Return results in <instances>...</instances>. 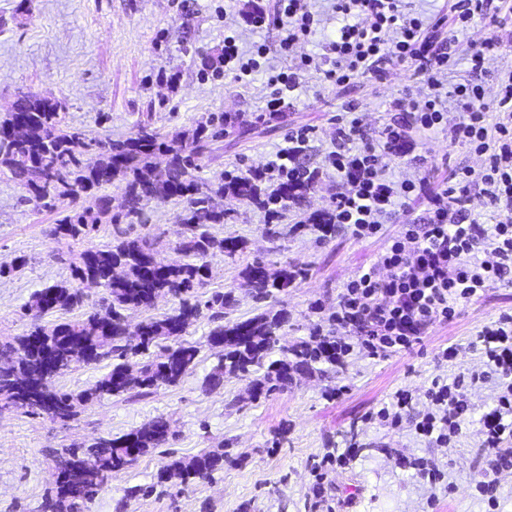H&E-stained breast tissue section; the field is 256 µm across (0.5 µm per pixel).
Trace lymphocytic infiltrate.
Instances as JSON below:
<instances>
[{
    "label": "lymphocytic infiltrate",
    "instance_id": "f902f5d3",
    "mask_svg": "<svg viewBox=\"0 0 512 512\" xmlns=\"http://www.w3.org/2000/svg\"><path fill=\"white\" fill-rule=\"evenodd\" d=\"M502 8L501 0H450L447 15L426 19L408 0H331L336 30L323 56L291 54L323 30L315 0H274L271 10L251 15L248 29L270 31L274 37L247 49L243 31L224 25L225 76L248 84L256 74H265L273 89L266 101L270 112L280 111L312 74L340 88L360 79L383 82L393 67L404 66L424 86L423 93L395 99L400 120L374 135H364L358 119L347 120L340 130L341 146L324 156L337 188L332 219L322 225L318 241L342 227L355 238L370 239L386 224L399 225L376 262L345 284L335 307L325 309L320 319L316 333L329 337L327 351L337 365L408 351L434 324L455 318L461 305L512 279V70L501 73L496 93L487 95L482 74L493 42L466 48L458 38L474 17ZM443 26L447 37L436 38L434 29ZM273 56L290 63L271 67ZM462 61L468 64L467 77L449 82V70ZM454 101L463 103L464 111H449ZM445 130L452 132L455 144L483 156L481 173L452 167L446 185L436 190L419 175H388V156L405 148L411 132ZM308 140L302 131L288 134L264 174L274 181L308 179L310 171L299 160ZM420 197L428 203L425 221H398L400 210ZM477 198L504 213V220L480 222L472 207ZM463 350L479 353L482 368L433 379L420 399L396 391L376 418L391 429L410 424L428 447L451 451L466 430L475 429L482 460L475 482L491 512H498L494 475L512 467V313L498 315L467 342L439 351L436 359L448 363ZM485 384L492 387V403L477 415L469 393Z\"/></svg>",
    "mask_w": 512,
    "mask_h": 512
}]
</instances>
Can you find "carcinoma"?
<instances>
[{
    "mask_svg": "<svg viewBox=\"0 0 512 512\" xmlns=\"http://www.w3.org/2000/svg\"><path fill=\"white\" fill-rule=\"evenodd\" d=\"M236 124L235 116L211 112L190 129L165 131L148 115L124 139H88L83 131L66 124L61 102L31 92L18 98L14 110L0 121V173L8 172L20 182L28 193L27 202L37 212L52 207L57 197L84 196L78 210L56 220L55 238L76 242L99 231L103 224H144L145 208L152 202L181 205L186 231L172 247L178 260L160 257L144 237L128 239L119 234L116 242L80 254L72 266L73 280L34 292L24 305L33 326L15 343L0 348L1 405L64 420L95 398L134 390L147 394L163 385H176L195 368L198 347L182 336L203 307L211 311L212 320L219 321L208 340L223 344L217 371L209 379L212 387L226 374L248 378L259 373L261 378L252 380L255 397L288 385L292 373L303 367H336V361L326 358L317 336L284 346L279 358H273L287 323L281 311L224 324L221 319L231 294L215 292L206 301L199 300V289L210 277L212 258L220 254L235 262L246 250V241L238 236L219 238L208 232L209 226L228 220L224 211L214 208L213 197L232 196L260 209L273 204V219L279 222L306 198L317 178L314 173L299 182H273L259 170L239 176L223 172L213 180L201 178L199 172L212 145L224 139V127ZM162 154L172 155V162L165 167L156 162ZM113 183L125 197V210L119 213L110 211L109 198L101 193ZM302 274L298 265L272 271L261 260L243 270L258 301L269 298L274 288L288 289ZM90 287L105 289L101 309L59 323L55 334H45L39 321L56 311L80 307L84 290ZM160 294L171 295L177 306L128 327L125 312L152 307ZM37 340L49 345L63 363L86 360L85 351L92 348L96 360L112 358L116 364L93 388L69 393L57 387L35 356ZM130 355L148 356L136 377L128 375L122 363ZM169 435L168 423L158 417L121 436L99 439L80 454V481L56 482L55 495L46 504L49 512H76L79 503L98 494L112 473L166 444ZM223 463L224 454L202 452L167 465L158 480L187 486L209 478Z\"/></svg>",
    "mask_w": 512,
    "mask_h": 512,
    "instance_id": "1",
    "label": "carcinoma"
}]
</instances>
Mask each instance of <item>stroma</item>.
<instances>
[{
	"instance_id": "1",
	"label": "stroma",
	"mask_w": 512,
	"mask_h": 512,
	"mask_svg": "<svg viewBox=\"0 0 512 512\" xmlns=\"http://www.w3.org/2000/svg\"><path fill=\"white\" fill-rule=\"evenodd\" d=\"M245 0H0V114L10 112L27 92L55 99L65 106L69 125L87 137H127L135 123L152 117L168 130L191 127L210 112L236 114L250 127L246 135H225L212 147L202 171L212 178L238 168H262L288 133L307 131L310 167H321L336 147L339 118L355 107L365 132L397 120L391 102L417 81L403 67L386 81H360L335 88L311 76L295 92L283 117H264L269 94L264 74L249 85L204 71L205 55L224 48V20L243 25ZM462 43L491 40L495 48L485 61L488 92L496 77L512 68V14L477 16ZM481 170L482 157L452 144L449 133L413 137L411 145L392 155L393 176L425 175L442 185L450 167ZM336 192V176L322 175L301 208L281 225L279 239L266 234L264 212L232 197L218 200L231 212L228 223L213 225L214 235H234L247 242L237 262L212 260L208 291L231 293L224 311L228 320H242L266 311L287 316L279 342L294 345L308 339L320 316L315 303L336 304L343 285L359 270L375 263L397 224L382 235L357 240L338 232L318 241L312 232H293L296 221L325 209ZM23 186L0 173V344L27 332L31 317L23 312L30 295L70 280L71 264L80 253L100 248L114 237L113 225L82 241L56 239L55 220L77 209L81 198L57 199L53 209L33 211ZM148 223L129 224V236L149 235L162 257L175 259L174 243L182 231V208L169 203L148 208ZM22 268H15L17 259ZM270 268L302 264L306 274L276 298L256 301L242 271L253 260ZM512 311V285L489 290L465 303L457 317L435 325L412 351L381 359H359L338 379L345 390L329 392L332 381L317 372L296 376L285 389L251 397V382L225 377L206 389L203 382L219 361L208 342L209 317L193 322L187 341L199 348L194 372L174 386L146 396H105L79 407L72 419L0 410V512H44L54 490L57 451L116 437L161 417L172 435L127 469L113 473L107 486L79 512H485L475 488L474 450L479 439L467 431L456 452L428 448L409 428L389 430L372 416L399 389L422 394L432 380L480 364L478 354L460 352L450 363H437L442 348L466 342L475 330ZM357 446L358 456L332 465L322 493L314 487L325 454ZM223 450L224 463L209 479L182 488L158 486L160 471L204 450ZM436 457L447 461L442 481L420 485L413 462Z\"/></svg>"
}]
</instances>
